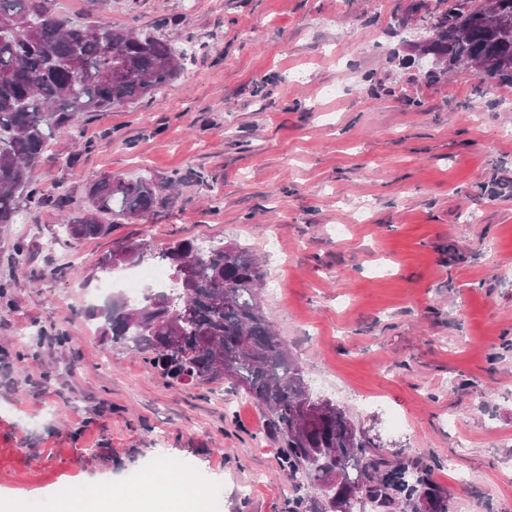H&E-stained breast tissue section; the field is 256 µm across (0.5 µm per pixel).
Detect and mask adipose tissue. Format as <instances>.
Segmentation results:
<instances>
[{
  "label": "adipose tissue",
  "mask_w": 512,
  "mask_h": 512,
  "mask_svg": "<svg viewBox=\"0 0 512 512\" xmlns=\"http://www.w3.org/2000/svg\"><path fill=\"white\" fill-rule=\"evenodd\" d=\"M186 481L157 469L147 473L139 489L110 488L95 502L60 501L57 512H194L195 493Z\"/></svg>",
  "instance_id": "obj_1"
}]
</instances>
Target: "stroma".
<instances>
[{
    "label": "stroma",
    "mask_w": 512,
    "mask_h": 512,
    "mask_svg": "<svg viewBox=\"0 0 512 512\" xmlns=\"http://www.w3.org/2000/svg\"><path fill=\"white\" fill-rule=\"evenodd\" d=\"M410 2L42 0L187 54L167 85L58 132L34 170L49 201L0 229V512L183 460L201 512L215 486L222 512H288L265 409L226 380L171 382L87 315L105 254L139 241L154 264L182 239L259 259L313 395L388 460L431 472L453 512H512V88L402 65ZM111 175L178 191L68 239L64 217Z\"/></svg>",
    "instance_id": "35a3bbf8"
}]
</instances>
